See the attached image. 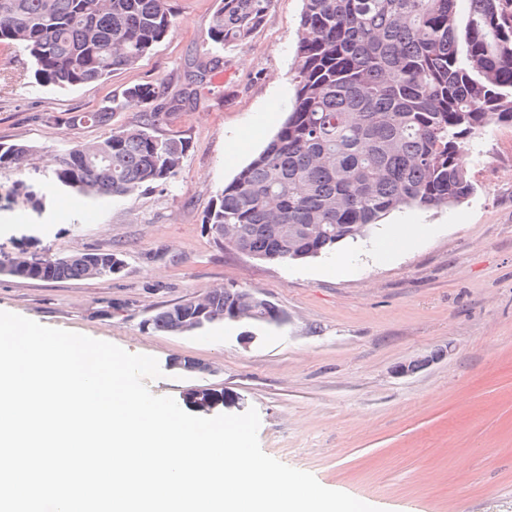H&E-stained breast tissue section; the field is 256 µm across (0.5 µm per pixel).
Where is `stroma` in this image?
Returning <instances> with one entry per match:
<instances>
[{
  "mask_svg": "<svg viewBox=\"0 0 512 512\" xmlns=\"http://www.w3.org/2000/svg\"><path fill=\"white\" fill-rule=\"evenodd\" d=\"M166 38L134 68L61 90L17 79L24 56L0 44V142L36 146L23 170L0 169V256L110 250L121 272L42 282L0 274V311L157 358L153 394L223 392L224 413L257 409L269 456L381 512H512V126L466 145L476 192L438 211L386 217L370 240L304 261L270 263L221 249L203 218L273 137L291 109L302 0H273L247 45L223 63L196 101L165 125L190 149L170 183L125 197L59 193L43 215L16 182L48 184L49 159L138 119L126 103L110 126L64 123L133 84L176 92L210 44L215 0H171ZM241 137L238 153L226 141ZM414 244L385 263L371 255L406 225ZM253 289L288 315L242 343L233 324L197 335L145 322L163 307L220 286ZM409 375L400 364L431 353ZM196 361L186 373L169 358Z\"/></svg>",
  "mask_w": 512,
  "mask_h": 512,
  "instance_id": "stroma-1",
  "label": "stroma"
}]
</instances>
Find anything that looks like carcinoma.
I'll return each mask as SVG.
<instances>
[{
  "label": "carcinoma",
  "instance_id": "cac0c4a2",
  "mask_svg": "<svg viewBox=\"0 0 512 512\" xmlns=\"http://www.w3.org/2000/svg\"><path fill=\"white\" fill-rule=\"evenodd\" d=\"M210 58L194 65L205 81L221 53L246 44L273 0H216ZM303 0L294 60V103L266 146L212 203L204 223L231 224L235 247L259 259L328 255L373 234L393 212L450 208L476 191L459 165L462 148L492 126L512 125V0ZM169 0H0V43L17 46L42 86L100 82L135 67L168 34ZM198 92L135 84L92 113L107 125L138 99L147 110L96 142L105 161L72 146L50 160L60 191L124 197L174 179L189 148L162 125ZM27 143H0V168L16 166ZM17 277L46 282L86 278L84 266L44 256ZM232 286L206 295L217 311ZM177 305L150 318L177 333ZM194 409L224 405L210 392Z\"/></svg>",
  "mask_w": 512,
  "mask_h": 512
}]
</instances>
